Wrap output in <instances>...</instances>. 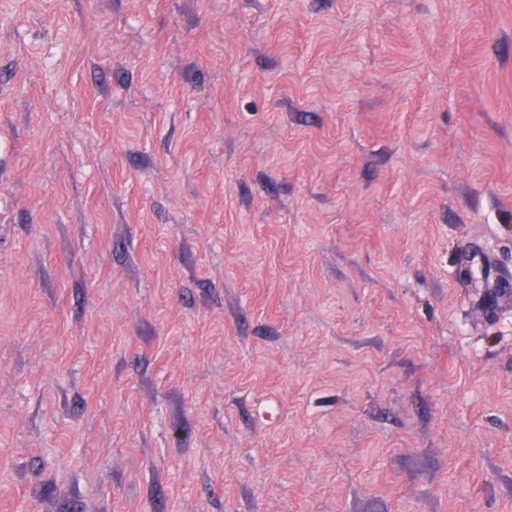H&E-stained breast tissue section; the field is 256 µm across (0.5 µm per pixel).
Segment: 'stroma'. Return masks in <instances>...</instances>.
Wrapping results in <instances>:
<instances>
[{"instance_id": "1", "label": "stroma", "mask_w": 512, "mask_h": 512, "mask_svg": "<svg viewBox=\"0 0 512 512\" xmlns=\"http://www.w3.org/2000/svg\"><path fill=\"white\" fill-rule=\"evenodd\" d=\"M512 0H0V512H512Z\"/></svg>"}]
</instances>
